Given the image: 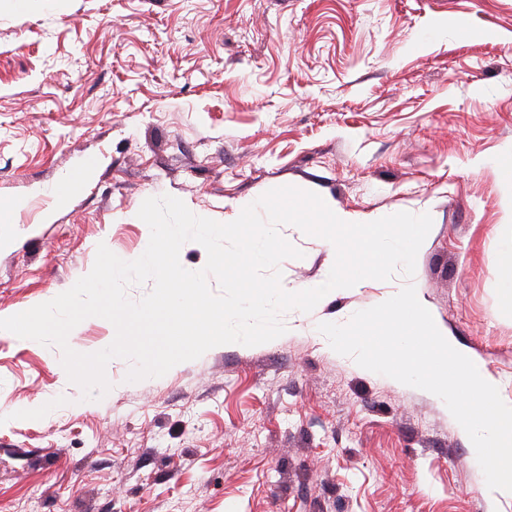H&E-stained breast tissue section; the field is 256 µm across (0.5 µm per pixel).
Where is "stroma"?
<instances>
[{"label":"stroma","mask_w":512,"mask_h":512,"mask_svg":"<svg viewBox=\"0 0 512 512\" xmlns=\"http://www.w3.org/2000/svg\"><path fill=\"white\" fill-rule=\"evenodd\" d=\"M468 19L459 37L460 19ZM444 25L440 37L431 29ZM512 0H64L0 14V313L70 289L98 244L130 260L135 218L171 195L227 223L293 185L359 219L430 214L413 278L282 315L279 338L227 344L159 378L106 367L75 406L55 346L0 336V512H512L490 507L467 434L429 392L333 351L347 323L413 281L437 324L512 401V294L492 260L512 235ZM63 208L51 189L89 158ZM298 288L331 245L283 225ZM113 325L68 337L99 351Z\"/></svg>","instance_id":"35a3bbf8"}]
</instances>
